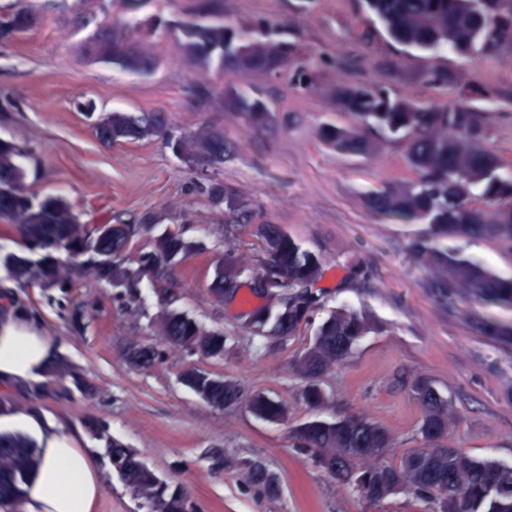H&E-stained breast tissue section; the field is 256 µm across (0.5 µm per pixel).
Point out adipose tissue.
Here are the masks:
<instances>
[{
  "label": "adipose tissue",
  "mask_w": 512,
  "mask_h": 512,
  "mask_svg": "<svg viewBox=\"0 0 512 512\" xmlns=\"http://www.w3.org/2000/svg\"><path fill=\"white\" fill-rule=\"evenodd\" d=\"M58 352L33 321L0 316V388L42 380ZM2 429L37 434L39 461L24 494L1 504L0 512H96L101 475L73 434L34 411L0 414Z\"/></svg>",
  "instance_id": "1"
}]
</instances>
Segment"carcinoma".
Returning a JSON list of instances; mask_svg holds the SVG:
<instances>
[{"label":"carcinoma","mask_w":512,"mask_h":512,"mask_svg":"<svg viewBox=\"0 0 512 512\" xmlns=\"http://www.w3.org/2000/svg\"><path fill=\"white\" fill-rule=\"evenodd\" d=\"M128 13L105 24L88 40L94 59L135 74H148L158 65L150 52L136 48L131 33L144 27L177 28L185 38L184 48L193 62L219 72L234 71L246 78L254 72L285 80L294 90L309 95L317 89L319 63L312 60L297 35L285 25L268 19L245 24L224 20V0H198L188 17L145 21L137 13L148 0H123ZM370 20L380 24L387 37L408 51L431 59L450 55L458 60L500 56L512 51V0H364ZM33 16L20 6L0 16L7 23L29 27ZM398 78L395 66L381 69L380 76L354 83L334 84L329 96L336 111L347 114L348 124L322 123L317 135L336 152L366 157L379 146L401 145L405 162L414 177L387 182L367 194L378 214L402 224H423L413 240V251L436 264L441 274L432 282L434 294L452 303L467 295L512 306V277H502L489 268L440 245L448 237H491L512 243V209L500 202L512 198V168H506L497 153L486 147L491 128L478 103L503 96L496 87L481 81L459 85L455 72L435 65L422 74L434 89L454 90L445 104L423 103L393 88ZM224 108L238 112L254 127L271 119L266 102L242 88L222 97ZM110 135L97 134L104 145L160 135L169 143L178 141L180 159L204 168L219 169L231 156L224 133L202 127L193 133L167 129L160 112H111L105 116ZM29 151L12 140L0 138V223L12 225L21 241L22 254L0 257L8 277L17 287L65 292L87 273L118 289L114 299L137 297L143 277L171 276L195 250V245L170 232L154 233L147 218L137 224H96L79 221L71 205L60 195L40 194L25 187L22 164ZM216 206H225L236 224H250L254 212L224 184L207 189ZM149 236L150 249L141 252L131 266L126 263L129 244ZM266 258L262 272L267 279L255 284V294L275 301V307L243 310V318L255 334L268 341L285 340L296 333L295 323L310 321L321 307V294L314 290L321 280V260L301 248L276 224L259 230ZM63 253L62 261L55 254ZM39 255L34 260L31 255ZM249 268L226 254L216 266L209 288L221 299L234 298ZM288 280V290L278 280ZM0 299L16 313H30L13 291H1ZM363 316L339 310L325 317L315 331L313 344L297 359V368L307 379L304 397L309 406L320 408L326 398L318 379L346 358L367 333ZM161 332L170 344L203 357H222L229 350L228 337L207 331L194 319L170 310ZM161 357L152 347L132 342L126 349L128 363L147 369ZM72 368L58 359L46 370V381L31 389L45 396L56 392V384ZM183 383L208 404L228 409L248 401L260 418L278 422L286 417L279 401L263 395L246 398L234 381L195 367L182 373ZM424 410L419 434L427 442L405 452L399 465L385 461L392 445L389 431L357 414L333 421L313 420L293 431L297 447L309 452L316 464L359 496L383 500L390 485L410 491L416 499L432 505V512H512V462L478 460L460 448L436 444L448 432V402L424 381L414 387ZM112 458L124 463L125 483L155 512H188L182 494H160L142 460L117 440H107ZM38 463L36 444L21 435L0 434V502L24 493ZM251 482L263 493L276 487L259 462L248 465Z\"/></svg>","instance_id":"cac0c4a2"}]
</instances>
